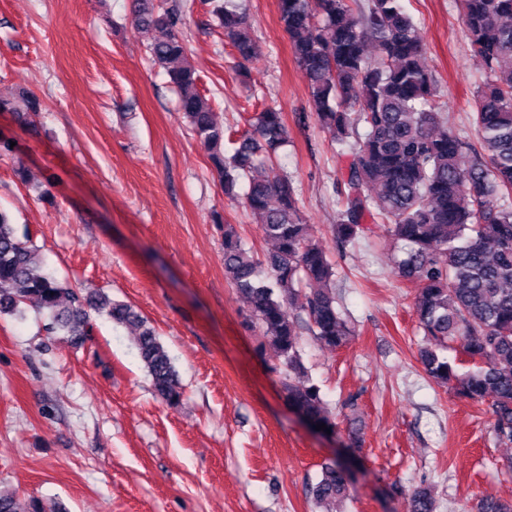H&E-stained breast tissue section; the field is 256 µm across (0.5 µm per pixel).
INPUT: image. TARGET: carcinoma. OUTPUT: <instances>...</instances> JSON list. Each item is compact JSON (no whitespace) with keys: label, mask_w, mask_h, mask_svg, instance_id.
Listing matches in <instances>:
<instances>
[{"label":"carcinoma","mask_w":512,"mask_h":512,"mask_svg":"<svg viewBox=\"0 0 512 512\" xmlns=\"http://www.w3.org/2000/svg\"><path fill=\"white\" fill-rule=\"evenodd\" d=\"M240 64L256 54L246 15L234 0H207ZM467 36L486 81L476 92L472 125L480 148L448 127V113L425 63L423 37L400 0H277L295 63L306 78L316 118L337 142L355 135L334 231L343 246L389 226L397 274L419 284L414 311L429 343L420 362L437 384L462 398H493L496 438L512 444V0H459ZM136 26L155 32L149 53L179 92L180 110L224 184L237 196L249 178L245 208L274 248L257 260L230 224L224 225V273L248 303L244 324L261 332L283 371L288 407L314 427L336 433V417L303 363L304 327L332 349L352 331L336 307L334 270L304 222L288 177L274 164L287 142L282 113L266 105L252 131L235 136L217 121L197 81L180 30V12L133 0ZM41 109L25 92L0 98V112ZM318 287L306 290L303 283ZM35 306L48 334L74 346L90 336L91 315L133 328L135 346L155 394L176 407L184 395L177 370L147 320L130 304L85 293L42 270L28 233L0 211V315ZM456 342L472 362L466 370L441 351ZM347 468L333 460L311 485L314 501L330 505L349 492ZM409 512H436L431 490L417 487ZM0 512H45L40 499L0 490Z\"/></svg>","instance_id":"cac0c4a2"}]
</instances>
